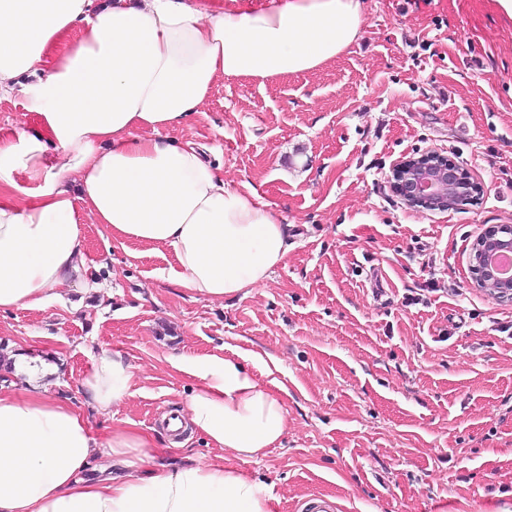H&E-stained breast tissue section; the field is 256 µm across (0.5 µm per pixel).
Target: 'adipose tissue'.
Instances as JSON below:
<instances>
[{
	"label": "adipose tissue",
	"instance_id": "obj_1",
	"mask_svg": "<svg viewBox=\"0 0 512 512\" xmlns=\"http://www.w3.org/2000/svg\"><path fill=\"white\" fill-rule=\"evenodd\" d=\"M365 0H0V98L21 95L35 125L0 134V311L81 284L84 223L169 249L179 285L212 299L261 286L292 246L256 187L224 180L168 131L199 113L215 82L266 83L318 69L362 37ZM197 379L170 447L192 432L252 459L287 426L282 399L235 358L184 356ZM122 353H95L88 411L0 381V512H278L266 485L223 457L158 459L129 428L94 433L132 394Z\"/></svg>",
	"mask_w": 512,
	"mask_h": 512
}]
</instances>
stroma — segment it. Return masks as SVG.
<instances>
[{
  "label": "stroma",
  "mask_w": 512,
  "mask_h": 512,
  "mask_svg": "<svg viewBox=\"0 0 512 512\" xmlns=\"http://www.w3.org/2000/svg\"><path fill=\"white\" fill-rule=\"evenodd\" d=\"M361 39L320 69L266 84L221 78L171 140L205 146L225 180L257 187L290 227L260 287L214 300L176 286L165 248L85 227L89 288L0 311V342L31 386L86 408L94 353L120 351L133 394L96 434L126 426L164 460V415L195 388L175 356L274 363L280 444L241 469L279 512L322 495L340 512H512V305L474 288L468 254L512 225V18L495 0H366ZM438 152L480 190L457 211L412 208L391 187L405 156ZM47 362L40 378L29 361Z\"/></svg>",
  "instance_id": "obj_1"
}]
</instances>
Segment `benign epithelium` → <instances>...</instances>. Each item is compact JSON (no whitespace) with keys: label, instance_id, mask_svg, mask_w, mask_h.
I'll return each mask as SVG.
<instances>
[{"label":"benign epithelium","instance_id":"obj_1","mask_svg":"<svg viewBox=\"0 0 512 512\" xmlns=\"http://www.w3.org/2000/svg\"><path fill=\"white\" fill-rule=\"evenodd\" d=\"M393 188L409 206L448 212L473 201L477 186L471 172L448 163L437 152L409 156L396 167ZM512 252V225L497 224L486 228L474 239L470 267L474 287L493 294L502 302L512 303V278L500 276L495 258Z\"/></svg>","mask_w":512,"mask_h":512}]
</instances>
